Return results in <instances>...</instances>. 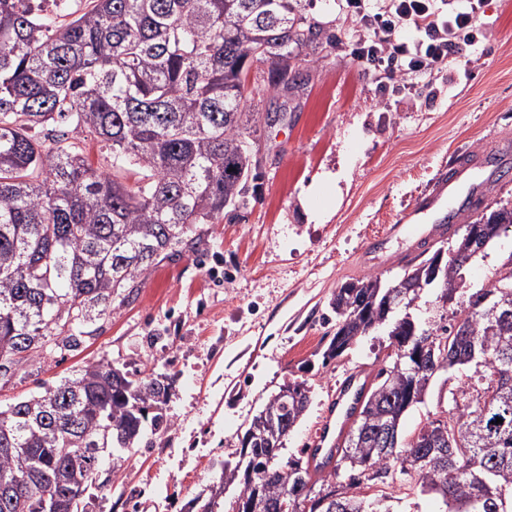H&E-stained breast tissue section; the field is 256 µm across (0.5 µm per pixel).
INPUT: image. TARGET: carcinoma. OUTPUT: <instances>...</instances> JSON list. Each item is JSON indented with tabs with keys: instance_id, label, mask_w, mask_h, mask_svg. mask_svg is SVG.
<instances>
[{
	"instance_id": "1",
	"label": "carcinoma",
	"mask_w": 512,
	"mask_h": 512,
	"mask_svg": "<svg viewBox=\"0 0 512 512\" xmlns=\"http://www.w3.org/2000/svg\"><path fill=\"white\" fill-rule=\"evenodd\" d=\"M88 2L60 22L68 0H0V381L79 347L111 313L113 294L133 293L157 257L196 245L198 225L236 210L257 167L244 141L262 121L255 95L299 84L292 60L324 41L336 45L305 16L313 0ZM255 65L265 67L262 87L249 79ZM84 130L112 149V172L86 160L75 142ZM483 210L502 232L512 230V205ZM452 237L455 258L438 276L430 277L434 254L406 262L402 276L416 285L406 304L428 289L446 303L463 289L460 265L481 251L462 232ZM503 267L509 275L496 295L512 305V255ZM390 292L376 275L336 289L323 361L368 335L374 320L390 337L405 334L383 309ZM445 319L416 328L434 337L436 355L455 370L473 369L452 393L447 421L403 437L404 396L411 388L422 402L429 375L411 383L382 368L336 448L340 468L318 471L304 449L270 465L311 403L310 387L297 381V396L268 398L248 427L272 441L222 461L219 481L188 512H237L239 500L256 493L257 512H277L283 496L298 501V512H389L386 495L359 491L364 482L435 492L445 512H512V315ZM172 384L102 359L41 395L0 406V512H92L89 488L111 481L101 477L102 459L123 462L146 429L170 428L164 405ZM271 413L286 430L268 426ZM389 421L397 424L395 456L384 452ZM467 455L484 467L460 471ZM342 481L332 510L318 495L336 493Z\"/></svg>"
}]
</instances>
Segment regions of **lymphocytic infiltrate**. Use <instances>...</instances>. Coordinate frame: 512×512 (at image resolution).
I'll return each instance as SVG.
<instances>
[{
	"label": "lymphocytic infiltrate",
	"mask_w": 512,
	"mask_h": 512,
	"mask_svg": "<svg viewBox=\"0 0 512 512\" xmlns=\"http://www.w3.org/2000/svg\"><path fill=\"white\" fill-rule=\"evenodd\" d=\"M439 0H336L338 14L355 18L349 43L362 71L380 77L382 91L402 94L447 63L460 45H473L485 0H462L444 13Z\"/></svg>",
	"instance_id": "f902f5d3"
}]
</instances>
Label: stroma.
Here are the masks:
<instances>
[{"mask_svg": "<svg viewBox=\"0 0 512 512\" xmlns=\"http://www.w3.org/2000/svg\"><path fill=\"white\" fill-rule=\"evenodd\" d=\"M478 38L400 96H383L343 46L302 53L295 89L255 98L266 120L246 139L258 179L236 220L200 225L195 249L158 258L132 299L113 298L110 316L65 360L0 384L6 405L102 358L175 375L170 429L134 449L94 512H182L288 380L307 381L312 404L285 453L312 447L339 385L386 365L381 329L323 361L329 301L342 283L374 272L360 259L366 241L400 219L455 154L512 142V0H486ZM319 175L328 185L313 201L305 190ZM511 254L510 233L464 268L467 287L488 285ZM460 384L437 374L404 434L447 413Z\"/></svg>", "mask_w": 512, "mask_h": 512, "instance_id": "35a3bbf8", "label": "stroma"}]
</instances>
